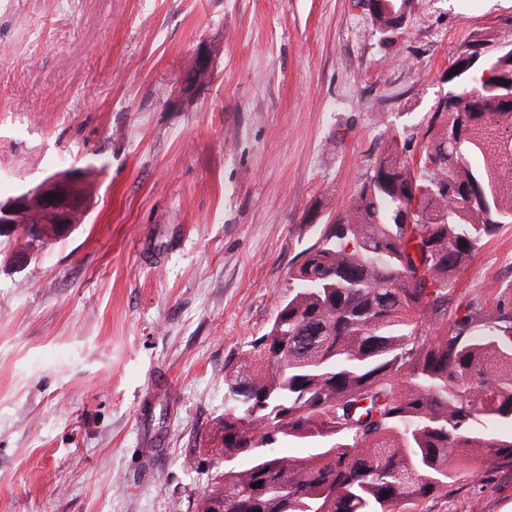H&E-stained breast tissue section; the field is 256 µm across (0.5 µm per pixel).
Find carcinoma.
I'll return each mask as SVG.
<instances>
[{
  "label": "carcinoma",
  "mask_w": 512,
  "mask_h": 512,
  "mask_svg": "<svg viewBox=\"0 0 512 512\" xmlns=\"http://www.w3.org/2000/svg\"><path fill=\"white\" fill-rule=\"evenodd\" d=\"M408 0H375L382 35ZM476 39L449 67L462 90L437 105L421 154L385 143L351 204L290 271L268 332L224 372L206 452L224 460L198 512H421L449 485L512 470V315L448 287L512 216V38ZM304 445V456L287 451ZM260 486H255V483Z\"/></svg>",
  "instance_id": "carcinoma-1"
}]
</instances>
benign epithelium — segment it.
I'll return each mask as SVG.
<instances>
[{"instance_id": "7a95c632", "label": "benign epithelium", "mask_w": 512, "mask_h": 512, "mask_svg": "<svg viewBox=\"0 0 512 512\" xmlns=\"http://www.w3.org/2000/svg\"><path fill=\"white\" fill-rule=\"evenodd\" d=\"M218 45L204 43L193 52L187 67L185 82L175 98L189 95L202 86L201 76L214 72ZM79 184L75 174L51 177L36 188L14 198L0 201V233L14 235V229L25 225L31 229L23 249L42 248L51 241L69 233L78 223V215L85 212V200L76 193ZM34 215H44L47 221L31 223Z\"/></svg>"}]
</instances>
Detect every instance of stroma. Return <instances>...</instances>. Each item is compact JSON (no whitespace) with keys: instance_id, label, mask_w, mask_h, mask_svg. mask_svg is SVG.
<instances>
[{"instance_id":"35a3bbf8","label":"stroma","mask_w":512,"mask_h":512,"mask_svg":"<svg viewBox=\"0 0 512 512\" xmlns=\"http://www.w3.org/2000/svg\"><path fill=\"white\" fill-rule=\"evenodd\" d=\"M487 31L512 0H411L392 40L361 0H0V201L72 172L87 206L27 262L0 238V512H196L225 369ZM466 306L512 312V224L449 288ZM424 512H512V471ZM217 50L218 45L214 43L199 45L191 56L190 64L187 67L185 82L175 95V99L189 95L203 86L201 76L213 74Z\"/></svg>"}]
</instances>
